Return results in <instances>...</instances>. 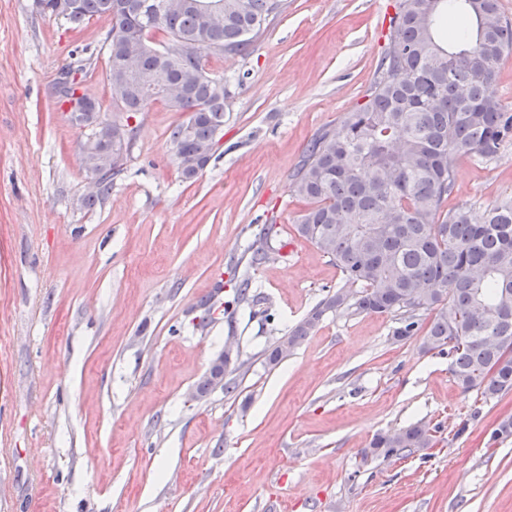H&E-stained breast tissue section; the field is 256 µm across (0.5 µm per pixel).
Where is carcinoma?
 Wrapping results in <instances>:
<instances>
[{"instance_id":"1","label":"carcinoma","mask_w":512,"mask_h":512,"mask_svg":"<svg viewBox=\"0 0 512 512\" xmlns=\"http://www.w3.org/2000/svg\"><path fill=\"white\" fill-rule=\"evenodd\" d=\"M45 13L81 25L107 16L106 79L120 120H102L112 132L96 147L121 157L112 173L84 198L95 206L125 170L133 146L130 120L161 101L187 113L168 138L185 182L199 172L193 158L209 163L215 132L235 95L231 84L206 70L216 55L245 56L281 0H219L224 21L207 20L198 0H45ZM429 0H396L388 48L364 102L340 125L319 132L289 175L290 192L309 207L297 234L327 255L343 284L327 295L268 354L284 358L329 312L393 315L397 341L419 334L424 348L452 356L451 371L465 390L486 398L512 391V200L441 212L454 189L461 157L493 159L512 141V113L494 90L501 61L512 55V19L499 0H436L429 23L419 15ZM458 29L451 42L440 32ZM161 33L164 40L154 41ZM181 85L186 96L162 89ZM259 295L245 279L234 303L253 305ZM436 429L413 424L377 435L373 452L407 456L434 444ZM512 438L505 416L490 441Z\"/></svg>"}]
</instances>
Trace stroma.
I'll use <instances>...</instances> for the list:
<instances>
[{
  "instance_id": "1",
  "label": "stroma",
  "mask_w": 512,
  "mask_h": 512,
  "mask_svg": "<svg viewBox=\"0 0 512 512\" xmlns=\"http://www.w3.org/2000/svg\"><path fill=\"white\" fill-rule=\"evenodd\" d=\"M235 79L224 139L196 181L168 145L184 120L138 113L124 175L85 208L83 129L52 83L66 65L112 117L106 17L81 27L0 0V512H512V391L464 390L451 359L394 317L329 313L278 364L269 349L341 284L294 224L288 175L362 103L395 0H283ZM512 198V142L460 158L445 209ZM268 259L251 262L268 225ZM250 279L259 304L206 328L199 304ZM237 389L190 394L226 339ZM438 426L433 447L374 455L379 433Z\"/></svg>"
}]
</instances>
